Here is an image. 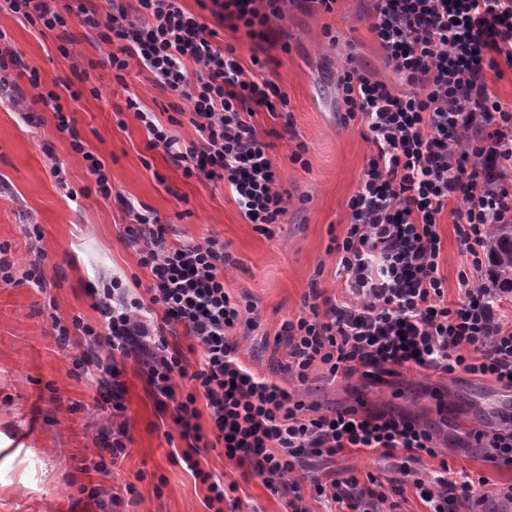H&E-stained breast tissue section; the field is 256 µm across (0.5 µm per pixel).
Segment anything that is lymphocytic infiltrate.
Here are the masks:
<instances>
[{
    "label": "lymphocytic infiltrate",
    "mask_w": 512,
    "mask_h": 512,
    "mask_svg": "<svg viewBox=\"0 0 512 512\" xmlns=\"http://www.w3.org/2000/svg\"><path fill=\"white\" fill-rule=\"evenodd\" d=\"M6 2L13 13L50 31L67 30L69 19H76L105 47L103 63L114 76L137 65L154 88L186 101L196 133L192 141L175 136L138 100L130 97L125 104L144 126L151 148L163 150L185 177L228 186L247 223L273 236L290 195L252 118L262 109L285 114L288 96L265 74L264 61L254 55L242 65L235 46L220 44L217 27L178 0H107L104 15L85 0L62 12L56 0ZM211 2L218 24L232 22L252 34L283 16L281 0H267L264 12L257 0ZM369 29L406 90L396 93L360 67L338 76L345 118L365 127L372 152L348 202L347 231L332 240L335 275L346 295L339 300L311 286L307 313L283 322L288 371L302 383L317 362L345 378L461 370L512 390V318L500 294L480 282L487 226L512 224V102L502 101L488 78L489 72L512 69V0H374ZM23 66L15 46L0 45V90L8 91L17 111L51 108L97 192L111 198V175L64 115L59 94L43 89L33 70L27 74L29 91L17 89L14 72ZM452 201L460 204L453 211L454 231L469 259L458 274L464 299L457 304L445 296L438 231V217ZM122 205L139 229V262L149 273L144 293L116 275L92 291L101 323L78 316L67 324L53 322L60 345L82 341L108 352L103 359L84 354L73 360L77 375L94 385L117 420L110 434L95 441L103 453L94 465L97 473L109 475V460L125 456L131 441L119 367L131 360L154 395L173 401L188 469L200 472L201 448H221L227 461L287 496L290 512H305L301 487L290 478L299 460L348 448L396 458L398 472L411 479L427 512H470L488 504L484 478L466 468L444 463L419 477V464L439 452L411 419L355 407L322 413L243 364L234 331L243 322L256 327L258 305L225 287L233 259L223 240L168 244L154 211L128 198ZM181 332L199 349L196 369L168 342ZM179 377L196 381L198 392L177 398ZM200 399L209 411L207 435L197 423ZM313 491L324 504H337V512H380L388 499L375 479L365 488L346 478Z\"/></svg>",
    "instance_id": "1"
}]
</instances>
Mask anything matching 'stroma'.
Segmentation results:
<instances>
[{"mask_svg":"<svg viewBox=\"0 0 512 512\" xmlns=\"http://www.w3.org/2000/svg\"><path fill=\"white\" fill-rule=\"evenodd\" d=\"M283 10L284 20L264 36H250L243 27L223 31L242 64L254 55L266 61V74L288 94L293 134L278 137L280 117L263 111L254 117L291 194L288 213L269 238L246 223L222 183L185 177L161 150L151 149L146 130L124 107L126 97L136 95L142 109L170 124L176 95L153 88L134 65L115 79L93 39L79 27L49 31L0 7V31L37 71L42 85L59 93L67 87L81 92L80 102H64V111L86 148L112 173L111 198L90 192L85 164L73 153L68 135L58 130L52 109L38 108L26 122L0 105V249L13 262L16 279L10 286L0 284V435L8 440L0 450V512H102L80 493L83 485L117 495L112 512H210L206 485L171 454L185 446L172 405L153 395L134 362H126L122 374L132 438L128 452L109 477L94 471V440L110 431L112 422L95 407L94 389L73 372V360L85 344L64 348L53 338L52 317L68 322L78 315L93 325L101 321L91 294L101 278L116 273L148 281L122 206L126 198L157 213L169 243L210 236L224 241L235 260L224 275L226 288L258 304V330L238 335L240 358L255 373L298 390L306 403L323 411L361 403L410 415L432 433L440 452L439 459L425 460L423 475L444 460L484 476L489 498L512 485V468L488 465L473 438L474 432L498 425L504 390L491 380L423 371L373 383L358 375L332 378L318 362L305 385L288 375L282 323L302 315L310 284L344 296L328 246L347 230L348 201L371 154L360 123L343 120L338 72L359 64L390 86L398 81L369 30L371 0H337L329 13H304L290 4ZM65 47L70 50L66 56L61 53ZM93 87L98 96L90 95ZM170 126L175 135L193 139L189 123ZM300 146L304 163L291 162ZM57 160L66 164L62 185L52 175ZM72 191L77 200L69 199ZM438 230L446 295L456 302L463 297L458 272L469 261L457 243L450 212L442 213ZM34 280L41 281V289L31 288ZM198 460L201 469L224 473L226 481L238 485L221 512H287L285 498L272 493L262 476L236 468L221 451L201 450ZM394 465L375 453L347 450L328 459H304L293 477L304 488L307 512H324L313 497L314 484L354 476L364 487L371 474L385 483L394 478ZM129 484L136 496L126 495Z\"/></svg>","mask_w":512,"mask_h":512,"instance_id":"35a3bbf8","label":"stroma"}]
</instances>
